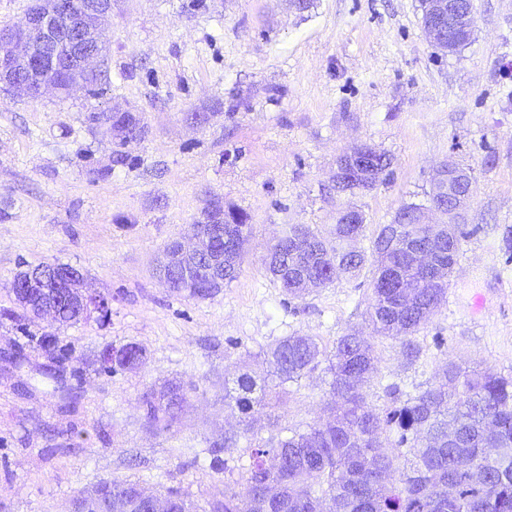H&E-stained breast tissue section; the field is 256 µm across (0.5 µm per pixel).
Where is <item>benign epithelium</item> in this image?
<instances>
[{"instance_id":"1","label":"benign epithelium","mask_w":512,"mask_h":512,"mask_svg":"<svg viewBox=\"0 0 512 512\" xmlns=\"http://www.w3.org/2000/svg\"><path fill=\"white\" fill-rule=\"evenodd\" d=\"M116 0H32L22 22L0 26V84L19 96L37 100L47 89L63 90L55 76L64 72L85 85L94 83L96 63L104 56L101 31L112 21ZM421 26L426 38L436 49L453 54L461 39H470L475 29L473 6L461 0H424ZM123 123L109 127L107 136L128 142L141 141L148 126L141 113L118 112ZM375 150L365 144L341 155L332 179L341 184L348 172L380 170ZM432 182L448 185L443 198L448 205L433 203L417 211L420 224H458L473 201L474 177L467 169L445 161L433 171ZM199 224L224 227V200L210 197ZM200 250L197 235L170 242L163 252L159 275L166 285L172 278L188 274ZM211 288L224 286V263L211 261L208 269ZM84 274L72 265L54 264L50 269H33L12 280L15 300L40 319L57 325L64 311L85 319L95 311L109 313V302L83 289Z\"/></svg>"}]
</instances>
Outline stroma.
<instances>
[{
	"instance_id": "1",
	"label": "stroma",
	"mask_w": 512,
	"mask_h": 512,
	"mask_svg": "<svg viewBox=\"0 0 512 512\" xmlns=\"http://www.w3.org/2000/svg\"><path fill=\"white\" fill-rule=\"evenodd\" d=\"M475 31L453 54L427 41L419 0H120L104 32V73L94 91L37 100L0 90V512H67L98 482L124 478L159 494L180 489L207 512L229 474L207 448L240 434L226 457L274 441L326 415L324 368L289 387L267 419L241 430L224 408V377L237 363L262 373L259 352L298 333L324 351L368 332L369 270L293 299L262 263L282 225L326 231L345 206L369 228L422 203L443 160L470 169L477 194L472 234L439 311L406 362L398 342L370 335L378 370L369 404L386 385L415 393L453 361L512 374V0H473ZM133 109L149 125L129 144L132 168L101 179L114 145L93 112ZM205 112L194 127L186 113ZM370 143L392 159L387 180L338 195L336 159ZM252 224L235 281L206 299L174 293L156 274L167 243L185 236L210 195ZM82 270L90 293L111 303L61 328L81 368L47 378L51 356L30 343L31 324L10 292L19 262ZM136 343L147 361L104 373L98 356ZM24 347L26 360L6 357ZM188 385L180 424H147L139 398L169 381ZM89 431L90 442L77 434Z\"/></svg>"
}]
</instances>
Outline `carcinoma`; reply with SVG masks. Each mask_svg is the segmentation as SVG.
<instances>
[{
    "instance_id": "obj_1",
    "label": "carcinoma",
    "mask_w": 512,
    "mask_h": 512,
    "mask_svg": "<svg viewBox=\"0 0 512 512\" xmlns=\"http://www.w3.org/2000/svg\"><path fill=\"white\" fill-rule=\"evenodd\" d=\"M416 208L415 203L402 206L396 216L406 222L380 224L370 236L367 224H343L339 217L324 234L305 224H286L267 246L263 264L285 268L270 277L293 299L308 291L296 270L301 263L306 277L325 288L371 266L368 322L375 335L397 341L411 363L419 353L416 333L446 297L461 241L471 234L466 225L456 224L448 243V227L414 222ZM224 228L247 238L248 214L225 206ZM301 231L317 246L305 261L292 253ZM365 239L368 247H357ZM242 261L241 250L224 253V284L237 278ZM170 289L191 298L210 297L196 281L175 282ZM58 341L53 333L37 339L38 347L63 361L67 350L57 348ZM144 357L140 346L127 344L106 371L135 368ZM260 357L266 376L241 369L224 378V406L237 412L242 424L251 426L269 406L272 391L285 393L287 384L324 360L332 376L330 416L253 446L249 464L240 466L239 480L224 484L214 512H512V376L449 361L434 383L404 400L398 386L387 387L391 406L379 412L360 392L376 363L371 344L357 330L339 337L330 355L313 337L291 334L267 346ZM140 403L148 423L169 431L179 423L187 397L181 384L169 382L143 393ZM236 445L235 434L224 436L222 445L213 444L211 464L233 472L219 453ZM489 448L499 452L492 455ZM96 489V499L85 490L74 497L84 512H108L111 501L126 512H139V496L150 492L128 479L103 481ZM164 499L171 512H198L179 490H169Z\"/></svg>"
}]
</instances>
